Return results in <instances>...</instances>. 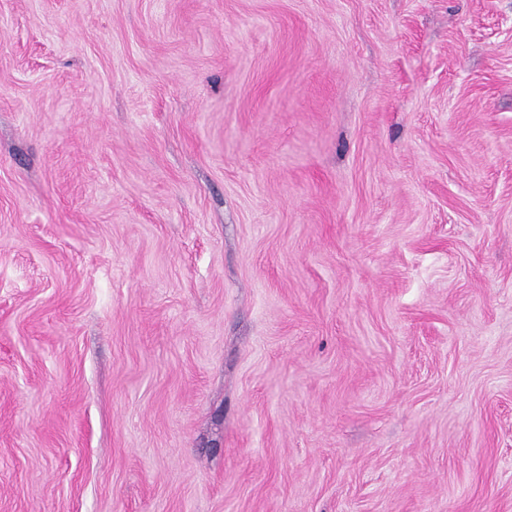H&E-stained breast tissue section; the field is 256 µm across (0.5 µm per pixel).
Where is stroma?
Returning <instances> with one entry per match:
<instances>
[{
  "label": "stroma",
  "mask_w": 512,
  "mask_h": 512,
  "mask_svg": "<svg viewBox=\"0 0 512 512\" xmlns=\"http://www.w3.org/2000/svg\"><path fill=\"white\" fill-rule=\"evenodd\" d=\"M0 512H512V0H0Z\"/></svg>",
  "instance_id": "35a3bbf8"
}]
</instances>
